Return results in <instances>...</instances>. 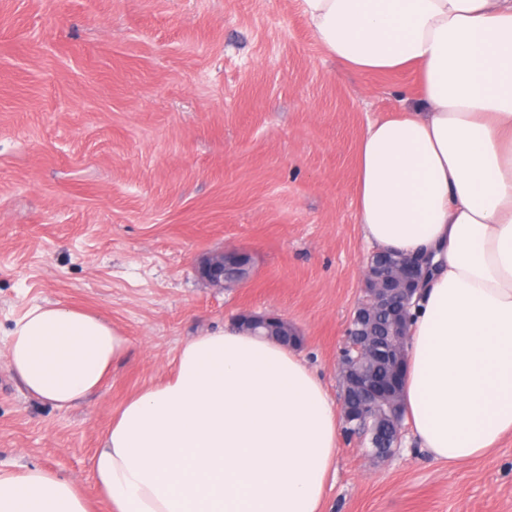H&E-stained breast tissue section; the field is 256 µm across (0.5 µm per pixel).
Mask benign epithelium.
<instances>
[{"mask_svg": "<svg viewBox=\"0 0 512 512\" xmlns=\"http://www.w3.org/2000/svg\"><path fill=\"white\" fill-rule=\"evenodd\" d=\"M367 274L345 330L338 354L342 380L341 407L346 424L375 421L389 428L383 440L386 452L380 460L400 450L404 426L396 381L407 353L408 309L430 271V259L398 258L380 250L367 261ZM250 273L247 254L236 250L216 252L204 258L200 277L222 287L245 280ZM245 325L255 335L282 336L294 330L274 316L245 314Z\"/></svg>", "mask_w": 512, "mask_h": 512, "instance_id": "7a95c632", "label": "benign epithelium"}]
</instances>
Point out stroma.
Segmentation results:
<instances>
[{
    "label": "stroma",
    "mask_w": 512,
    "mask_h": 512,
    "mask_svg": "<svg viewBox=\"0 0 512 512\" xmlns=\"http://www.w3.org/2000/svg\"><path fill=\"white\" fill-rule=\"evenodd\" d=\"M412 71L329 57L296 0H0V346L31 306L98 314L130 339L106 384L60 410L0 356V465L92 487L113 415L180 346L244 312L288 319L333 397L369 251L355 206L368 122ZM249 277L213 288L208 254ZM324 512H512V434L449 464L341 441ZM250 273L247 254L236 250L216 252L204 258L199 266L200 277L210 285L223 287L245 280Z\"/></svg>",
    "instance_id": "35a3bbf8"
}]
</instances>
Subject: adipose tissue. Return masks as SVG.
I'll return each mask as SVG.
<instances>
[{"label": "adipose tissue", "instance_id": "ef3b65f1", "mask_svg": "<svg viewBox=\"0 0 512 512\" xmlns=\"http://www.w3.org/2000/svg\"><path fill=\"white\" fill-rule=\"evenodd\" d=\"M324 52L415 71V101L369 123L356 157L366 242L434 270L412 308L402 401L434 459L512 432V0H297ZM129 340L91 311L32 306L8 335L27 392L60 409L111 377ZM127 399L92 459L109 512H323L342 416L294 350L225 326L184 343ZM0 512H91L75 479L0 467Z\"/></svg>", "mask_w": 512, "mask_h": 512}]
</instances>
